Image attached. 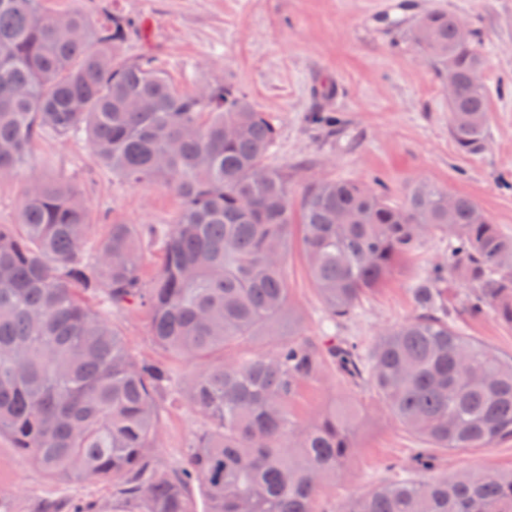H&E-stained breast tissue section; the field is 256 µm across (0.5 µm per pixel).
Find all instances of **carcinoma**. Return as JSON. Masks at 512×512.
I'll use <instances>...</instances> for the list:
<instances>
[{"mask_svg": "<svg viewBox=\"0 0 512 512\" xmlns=\"http://www.w3.org/2000/svg\"><path fill=\"white\" fill-rule=\"evenodd\" d=\"M462 19L423 17L410 31L438 77L450 73L451 137L485 149L482 56ZM141 25L120 12L101 23L76 7L0 0V181L13 179L34 140L85 137L120 182L166 183L182 199L171 224H112L90 242L76 188L32 177L18 220L0 224V436L50 478L97 479L131 512H316L353 444L350 415L332 411L294 429L289 404L327 366L371 386L391 416L429 449L465 451L512 439V358L473 340L485 314L512 325V237L470 197L430 183L393 201L337 179L309 186L298 208L288 176L266 165L277 130L244 93L178 88L120 48ZM299 226L308 275L329 322L355 315L428 234L448 238V261L416 278L415 314L362 348L294 341L272 354L227 358L233 344L278 335L288 307L285 260ZM164 241L162 265L141 278L145 242ZM148 312L152 340L199 370L188 387L208 428L187 465L154 461L167 363L138 361L112 322L114 307ZM361 494L343 512H512V470L433 474L434 456Z\"/></svg>", "mask_w": 512, "mask_h": 512, "instance_id": "cac0c4a2", "label": "carcinoma"}]
</instances>
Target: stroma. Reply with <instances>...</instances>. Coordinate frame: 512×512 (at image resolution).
Segmentation results:
<instances>
[{
	"instance_id": "obj_1",
	"label": "stroma",
	"mask_w": 512,
	"mask_h": 512,
	"mask_svg": "<svg viewBox=\"0 0 512 512\" xmlns=\"http://www.w3.org/2000/svg\"><path fill=\"white\" fill-rule=\"evenodd\" d=\"M139 20L144 39L121 52L152 56L180 88L221 84L256 103L277 129L269 167L288 174V194L299 204L311 183L348 179L383 188L402 200L405 187L427 181L471 197L512 236V0H100ZM461 17L483 57L480 79L490 103L485 150L458 152L448 127V89L422 61L409 32L425 15ZM74 183L92 212V239L113 224H170L181 207L162 183L131 187L98 167L82 140L36 139L20 174L0 183V224L16 223L29 175ZM448 242L422 240L420 256L403 260L357 314L337 328L323 325L324 308L309 281L299 243L286 261L288 304L301 321L300 340L323 345L352 339L373 345L380 333L415 313L410 288L417 276L446 259ZM128 349L140 360L166 355L152 342L149 316L113 310ZM158 465L178 468L203 419L182 394L161 400ZM343 406L358 410L354 448L341 477L317 492V512H341L351 498L413 468L422 442L408 433L367 386L353 387L334 369L304 382L290 403L295 425ZM437 471L512 470V440L489 448L438 453ZM81 499L97 512H120L109 484L47 477L0 436V512H40L44 502Z\"/></svg>"
}]
</instances>
